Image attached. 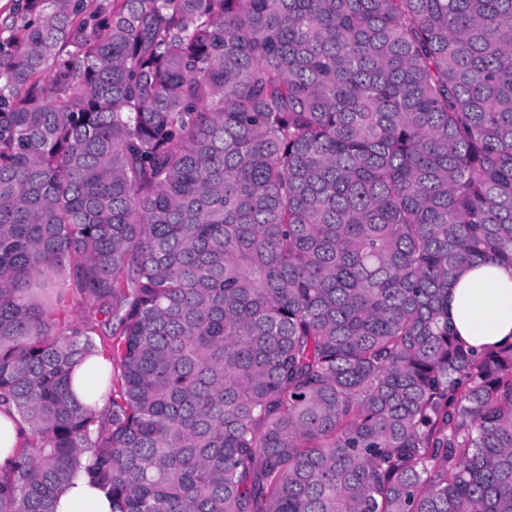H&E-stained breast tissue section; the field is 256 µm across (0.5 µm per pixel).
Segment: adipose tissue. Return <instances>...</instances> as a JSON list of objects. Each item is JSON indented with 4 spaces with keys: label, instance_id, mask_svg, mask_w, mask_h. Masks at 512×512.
Masks as SVG:
<instances>
[{
    "label": "adipose tissue",
    "instance_id": "1",
    "mask_svg": "<svg viewBox=\"0 0 512 512\" xmlns=\"http://www.w3.org/2000/svg\"><path fill=\"white\" fill-rule=\"evenodd\" d=\"M448 319L476 348L512 342V267L477 261L461 269L448 290ZM57 512H112V501L79 478L58 499Z\"/></svg>",
    "mask_w": 512,
    "mask_h": 512
}]
</instances>
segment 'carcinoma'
Masks as SVG:
<instances>
[{
  "label": "carcinoma",
  "mask_w": 512,
  "mask_h": 512,
  "mask_svg": "<svg viewBox=\"0 0 512 512\" xmlns=\"http://www.w3.org/2000/svg\"><path fill=\"white\" fill-rule=\"evenodd\" d=\"M0 512H512V0H23L0 21ZM111 361L108 404L72 396ZM448 319L475 348L512 342V267L477 261L461 269L448 289ZM21 421L14 411H0V466L6 465L20 446ZM57 512H112V500L80 477L59 497Z\"/></svg>",
  "instance_id": "1"
}]
</instances>
